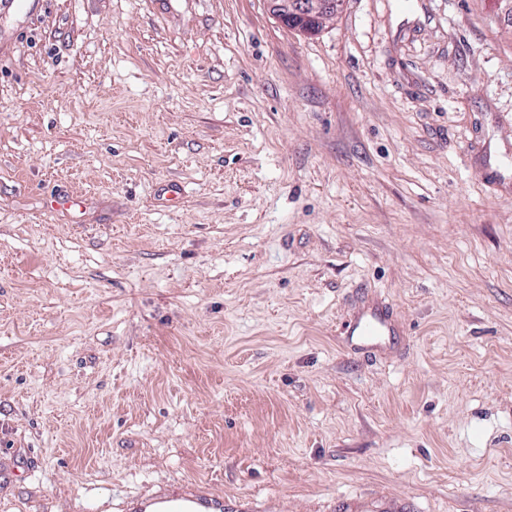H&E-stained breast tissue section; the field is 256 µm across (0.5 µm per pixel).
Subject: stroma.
<instances>
[{"label": "stroma", "instance_id": "obj_1", "mask_svg": "<svg viewBox=\"0 0 512 512\" xmlns=\"http://www.w3.org/2000/svg\"><path fill=\"white\" fill-rule=\"evenodd\" d=\"M0 41V512L176 482L512 512L501 0L313 35L268 0H29ZM364 289L403 325L373 357L340 336Z\"/></svg>", "mask_w": 512, "mask_h": 512}]
</instances>
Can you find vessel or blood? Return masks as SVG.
<instances>
[{
    "label": "vessel or blood",
    "instance_id": "vessel-or-blood-1",
    "mask_svg": "<svg viewBox=\"0 0 512 512\" xmlns=\"http://www.w3.org/2000/svg\"><path fill=\"white\" fill-rule=\"evenodd\" d=\"M399 328L392 313L377 302L363 306L342 324L347 347L357 353L385 349L388 336L394 335ZM115 509L116 512H268L267 505L253 499L229 501L199 483L160 486L122 499ZM326 512H415V509L403 497L377 500L342 497L332 501Z\"/></svg>",
    "mask_w": 512,
    "mask_h": 512
}]
</instances>
